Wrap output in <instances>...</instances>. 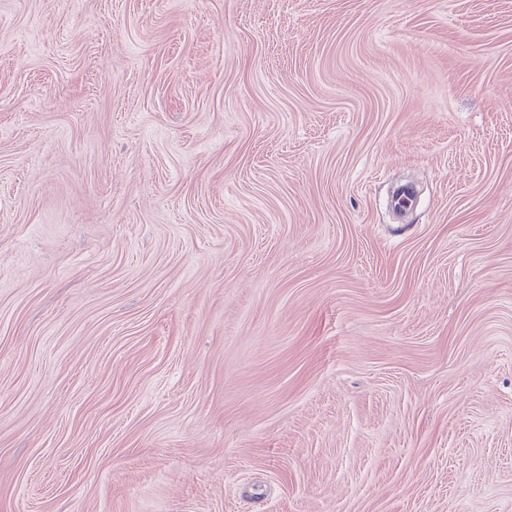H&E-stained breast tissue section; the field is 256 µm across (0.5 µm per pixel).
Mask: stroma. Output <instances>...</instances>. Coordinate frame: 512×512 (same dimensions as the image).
Here are the masks:
<instances>
[{
    "instance_id": "35a3bbf8",
    "label": "stroma",
    "mask_w": 512,
    "mask_h": 512,
    "mask_svg": "<svg viewBox=\"0 0 512 512\" xmlns=\"http://www.w3.org/2000/svg\"><path fill=\"white\" fill-rule=\"evenodd\" d=\"M0 512H512V0H0Z\"/></svg>"
}]
</instances>
